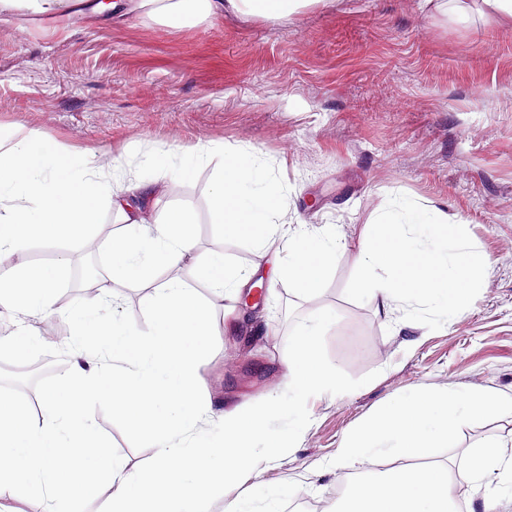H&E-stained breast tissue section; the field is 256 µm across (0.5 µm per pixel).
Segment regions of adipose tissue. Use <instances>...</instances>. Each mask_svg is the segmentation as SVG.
I'll list each match as a JSON object with an SVG mask.
<instances>
[{
    "mask_svg": "<svg viewBox=\"0 0 512 512\" xmlns=\"http://www.w3.org/2000/svg\"><path fill=\"white\" fill-rule=\"evenodd\" d=\"M316 2L91 0L89 9L99 16L142 12L170 26H191L227 12L284 20ZM217 155L224 164L210 192L215 222L251 237L257 248L277 249L261 275L269 286L286 284L317 296L349 243L335 228L313 231L289 222L287 191L255 154L200 145L151 154L143 164L182 177ZM156 189L154 179L127 177L123 157L76 153L31 132L0 131V262L24 253L35 240L49 248L63 237L69 243L54 262L19 263L0 273V307L25 317L67 319L75 358L71 371L43 390L39 417H30L16 401L0 400V512H17L16 502L44 496L51 512H83L85 500L103 488L109 492L107 512H205L217 485L253 472L269 457L266 420L288 418L289 431H297L309 400L338 390L319 355L336 314L322 308L288 340L282 361L288 399L269 394L253 409L225 413L219 435L205 431L211 406L201 395L199 367L220 333L182 271L194 266L197 279L228 300L240 299L251 277L220 251L196 263L191 209L176 207L163 219L147 221ZM105 209L123 225L100 244L109 254L106 277L93 297L59 303L71 255ZM356 264V294L387 316L402 304L425 305L450 326L463 315L488 260L442 211L406 200L377 215L375 233L360 242ZM160 268L166 272L162 281L156 278ZM117 282L152 289L151 328L111 315ZM98 395L111 398L124 422L149 428L156 454L147 469L129 468L110 451L86 414L88 401ZM490 413L512 417V397L493 390L413 389L380 407L337 448L336 467L363 469L383 454L404 464L354 480L336 512H457L459 489L481 495L485 512H494L499 490L484 475L495 470L512 479V455L491 443L472 449L459 469L433 459L453 427Z\"/></svg>",
    "mask_w": 512,
    "mask_h": 512,
    "instance_id": "adipose-tissue-1",
    "label": "adipose tissue"
}]
</instances>
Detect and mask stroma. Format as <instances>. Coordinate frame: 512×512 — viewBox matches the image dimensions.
I'll return each mask as SVG.
<instances>
[{
  "mask_svg": "<svg viewBox=\"0 0 512 512\" xmlns=\"http://www.w3.org/2000/svg\"><path fill=\"white\" fill-rule=\"evenodd\" d=\"M0 128L123 154L134 166L177 146L245 149L287 187L289 213L312 228L335 225L351 243L317 297L282 284L250 319L243 302L230 317L210 302L224 329L201 368L214 411L282 390L288 339L322 306L336 322L319 352L341 393L311 400L292 452L262 463L248 482L217 487L207 512H224L250 482L300 495L339 490L327 461L411 388L512 396V27L488 21L472 2L462 14L425 17L418 0H321L286 21L228 13L183 28L84 12L58 24L17 12L0 20ZM221 164L214 158L178 181L154 170L162 190L147 218L191 207L199 255L220 249L247 271L260 252L225 233L209 208ZM404 197L446 212L489 258L453 328L414 305L404 310L411 328L398 330L352 292L354 245ZM56 351L45 343L22 362L0 352V388L37 395L59 382L57 373L28 382L19 373ZM86 412L129 467L151 463V440L125 426L111 400L92 399ZM492 441H512V419L463 423L436 458L460 466L468 449Z\"/></svg>",
  "mask_w": 512,
  "mask_h": 512,
  "instance_id": "1",
  "label": "stroma"
}]
</instances>
